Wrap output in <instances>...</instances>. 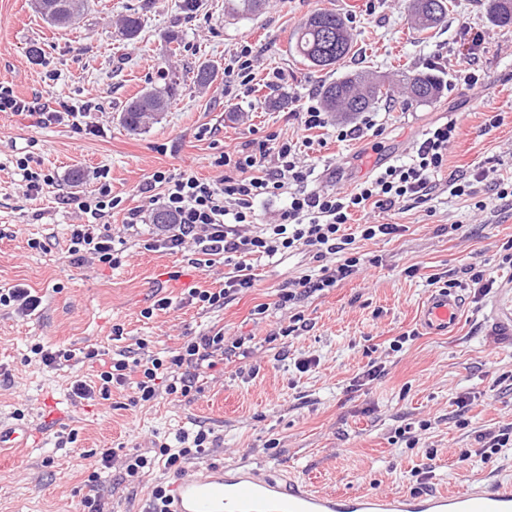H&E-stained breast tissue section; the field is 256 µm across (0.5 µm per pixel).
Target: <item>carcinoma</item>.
Segmentation results:
<instances>
[{"label": "carcinoma", "instance_id": "obj_1", "mask_svg": "<svg viewBox=\"0 0 512 512\" xmlns=\"http://www.w3.org/2000/svg\"><path fill=\"white\" fill-rule=\"evenodd\" d=\"M264 0H227L228 13L252 15L263 7ZM54 8L41 16L53 26L67 27L84 14L88 0H53ZM431 8H421V0H411L410 9L417 28L426 31L439 25L448 14V0H429ZM488 12L498 25H512V0H488ZM142 28L141 17L126 15L119 33L128 40L138 38ZM353 47L347 19L327 9H318L300 23L291 35L290 49L304 63L324 70L336 66L346 58ZM215 80L212 67L201 65L194 71L193 83L208 88ZM408 100L430 102L441 92V83L430 74H417L406 78ZM178 92L177 81L171 79L162 85H151L130 98L121 110L120 123L130 134L146 131L167 111L170 101ZM392 88L385 81L367 74H358L324 84L320 87L321 101L328 112L357 115L391 96Z\"/></svg>", "mask_w": 512, "mask_h": 512}]
</instances>
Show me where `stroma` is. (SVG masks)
Instances as JSON below:
<instances>
[{"label": "stroma", "mask_w": 512, "mask_h": 512, "mask_svg": "<svg viewBox=\"0 0 512 512\" xmlns=\"http://www.w3.org/2000/svg\"><path fill=\"white\" fill-rule=\"evenodd\" d=\"M409 0H266L254 16L232 17L224 0H199L189 13L181 0H89L78 23L56 28L35 12L33 0H0V82L24 98L54 104H98L103 136H77L68 126H33L30 118L0 112V289L17 284L36 291L41 306L18 316L0 309V418L24 419L37 439L14 458L0 460V512H142L155 486L173 482L163 462L129 481L121 464L89 481L87 467L105 449L118 454L150 451L152 442H174L183 431L208 430L214 446L204 464H246L308 482L323 491L413 492L420 486L458 491L486 477L512 486V454L484 460L477 436L512 426V338L495 335L491 309L512 266L501 257L512 241V204L498 200L496 179L512 177V26H498L487 0H449L438 27L418 31ZM318 9H336L351 27L353 49L339 65L308 67L289 48L298 23ZM131 12L144 20L133 42L116 34ZM481 33L480 80L475 89L457 81L456 60L471 45L465 29ZM249 42L257 57L246 97L224 101V76L211 87L193 86L197 66H223L230 50ZM39 46L42 57L29 50ZM178 77L181 89L161 122L144 133L120 125L125 102L161 73ZM364 72L396 89L373 107L377 134L340 142L347 118L329 114L328 131L313 130L309 155L315 185L350 189L380 164L409 162L429 127L449 120L457 137L446 174L425 204L399 214L368 210L357 224L396 222L394 236L356 242L362 266L336 287L288 308L277 306L283 285L321 267L301 249L252 262L255 286L205 308L191 301L193 288L218 290L232 266L197 262L191 253L149 251L156 227L124 230L127 209L143 205L139 188L155 171L214 175L220 151L239 149L276 133L297 138L296 119L323 83ZM431 73L443 80L428 104L407 102L398 83ZM499 123H491L492 115ZM210 135H203V128ZM34 153L54 187L29 200L15 169L16 157ZM84 179L73 183L72 170ZM109 172L113 195L122 198L108 222L123 237L113 266L72 262L67 249L74 208L67 197L91 191L96 173ZM482 174L474 197L448 190L451 176ZM485 209H477V201ZM46 242L33 249L29 240ZM493 277L488 294L468 285V265ZM460 280L465 311L452 335L428 336L417 323L433 278ZM169 308L155 309L159 298ZM153 308L151 318L142 312ZM302 327L282 336L293 315ZM123 335L113 339V326ZM223 332L247 342L215 369L200 372L188 397L167 394L132 406L133 385L112 386L108 398L86 402L70 392L76 379L93 381L100 361L141 357L138 343L167 357L184 342ZM404 337L401 349L392 342ZM42 343L72 351L70 361L48 368L30 348ZM96 350V361L84 359ZM309 369H302V362ZM381 367L376 378L370 366ZM54 407H45V399ZM410 435H403V428ZM416 436L409 446L408 436ZM425 483H418L417 472Z\"/></svg>", "instance_id": "1"}]
</instances>
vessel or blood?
<instances>
[{"label": "vessel or blood", "instance_id": "b4317fda", "mask_svg": "<svg viewBox=\"0 0 512 512\" xmlns=\"http://www.w3.org/2000/svg\"><path fill=\"white\" fill-rule=\"evenodd\" d=\"M463 307L445 288L431 290L418 316L430 336L452 334ZM31 426L0 419V449L23 448ZM165 512H512V488L485 482L457 493L424 491L370 493L321 492L303 481L282 482L221 464L193 465L166 488Z\"/></svg>", "mask_w": 512, "mask_h": 512}]
</instances>
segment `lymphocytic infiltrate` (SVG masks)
<instances>
[{"instance_id": "f902f5d3", "label": "lymphocytic infiltrate", "mask_w": 512, "mask_h": 512, "mask_svg": "<svg viewBox=\"0 0 512 512\" xmlns=\"http://www.w3.org/2000/svg\"><path fill=\"white\" fill-rule=\"evenodd\" d=\"M254 61L249 43H240L230 52L224 67L225 100L236 99L238 87L252 82ZM91 110L88 102L78 108L64 101L42 105L18 96L11 86L0 83V112L28 114L42 128L64 124L77 135L97 133V126L89 120ZM456 135L457 125L452 121L431 128L417 143L410 163L388 166L347 191L309 189L315 167L302 153L311 144L307 136L297 142L270 135L241 149L222 151L213 161L215 176L205 181L187 173L172 176L154 172L141 191L149 205L164 208L174 221L158 225L144 246L172 253L192 247L198 253L218 256L233 264L235 273L225 280L220 291H192V299L211 308L223 306L228 296L253 287L249 265L253 257L272 258L290 250L307 249L322 263L319 275H304L284 285L279 294V306L298 303L312 293L334 287L355 272L360 263L354 247L356 239L371 240L401 230L397 224H365L356 236L346 231L353 214L370 208L398 212L407 202L431 201ZM107 177V172H99L95 188L74 200L80 218L70 228L68 252L74 262L111 266L118 261L115 239L103 222L120 204L112 195ZM278 197L283 198L284 204L276 220L249 233L247 227L255 220L256 204ZM330 257L335 260L331 266L326 263ZM244 343L241 337L225 343L220 331L199 336L165 359L151 356L131 363L117 360L100 372V388L78 380L72 392L83 400L105 398L112 385H125L134 373L138 376L137 401H153L162 391L185 396L191 392L200 370L214 368L226 348L238 349Z\"/></svg>"}]
</instances>
